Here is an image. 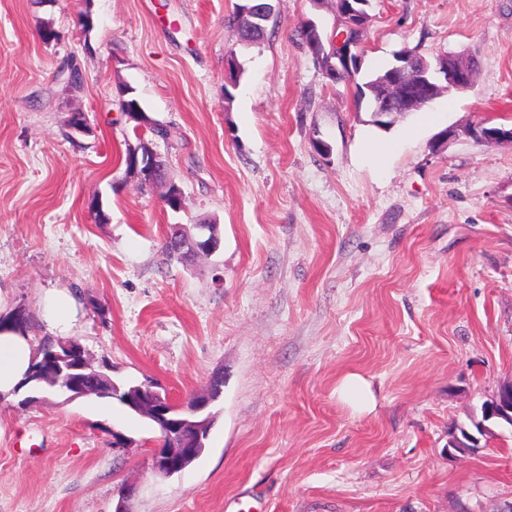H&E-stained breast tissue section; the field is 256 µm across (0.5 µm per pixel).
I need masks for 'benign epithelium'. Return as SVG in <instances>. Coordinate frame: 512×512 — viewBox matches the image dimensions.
I'll return each instance as SVG.
<instances>
[{
  "instance_id": "benign-epithelium-1",
  "label": "benign epithelium",
  "mask_w": 512,
  "mask_h": 512,
  "mask_svg": "<svg viewBox=\"0 0 512 512\" xmlns=\"http://www.w3.org/2000/svg\"><path fill=\"white\" fill-rule=\"evenodd\" d=\"M345 35H340L329 41L335 52L336 63H329L322 68L325 76L337 77L351 64L352 49L344 46ZM474 82L471 70L452 59L451 56L437 58L434 71L421 68L411 62V57L403 53L397 57V63L391 73L381 79L385 88L371 112L372 120L392 122L393 115L410 112L413 109L429 104L439 98L444 92L462 91L470 88ZM466 135L480 141L512 142V129L487 130L473 126ZM160 154L148 145L141 150H135L131 160L129 173L139 177L145 185L158 183ZM146 398L147 409L159 424L165 434L173 430L181 440L180 448L153 449L151 453V469L160 474L173 475L180 472L204 448L202 429L206 423L196 424L190 417L202 413L212 402L208 394L195 397L192 407L175 404L170 397L162 396L148 384L137 386ZM488 418L491 420L512 421V385H502L497 390L489 406Z\"/></svg>"
}]
</instances>
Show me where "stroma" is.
<instances>
[{
  "instance_id": "obj_1",
  "label": "stroma",
  "mask_w": 512,
  "mask_h": 512,
  "mask_svg": "<svg viewBox=\"0 0 512 512\" xmlns=\"http://www.w3.org/2000/svg\"><path fill=\"white\" fill-rule=\"evenodd\" d=\"M237 2L91 0L82 35L81 0H0V314L26 306L36 344L58 335L46 297L73 296L67 335L93 364L176 402L224 375L206 450L170 477L151 469L156 425L117 401L1 399L0 512H114L124 483L131 512L512 501V435L448 454L450 425L512 380V142L464 133L512 128V0H371L360 81L405 50L479 63L471 88L385 130L301 39L310 21L335 37L333 0H271L253 47L226 22ZM45 23L59 42L42 41ZM121 84L182 135L157 147L180 211L121 162L139 135L114 103ZM73 112L87 133H71ZM204 223L215 253L166 256L168 225ZM351 373L373 408L342 399Z\"/></svg>"
}]
</instances>
